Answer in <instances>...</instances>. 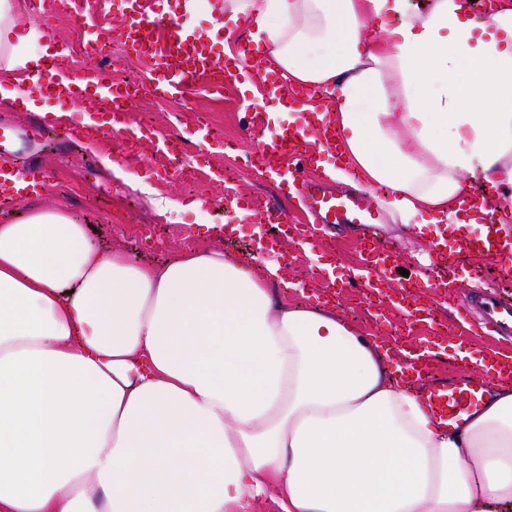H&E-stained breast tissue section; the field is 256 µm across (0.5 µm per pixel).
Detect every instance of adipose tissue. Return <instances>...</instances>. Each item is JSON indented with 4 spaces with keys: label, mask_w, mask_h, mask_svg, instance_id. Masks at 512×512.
<instances>
[{
    "label": "adipose tissue",
    "mask_w": 512,
    "mask_h": 512,
    "mask_svg": "<svg viewBox=\"0 0 512 512\" xmlns=\"http://www.w3.org/2000/svg\"><path fill=\"white\" fill-rule=\"evenodd\" d=\"M471 7L224 0L267 72L333 97L326 175L417 235L476 223L475 174L512 222V0ZM19 20L0 0V105L39 112ZM34 197L0 223V512H512V388L443 431L381 339L289 302L282 265H143Z\"/></svg>",
    "instance_id": "1"
}]
</instances>
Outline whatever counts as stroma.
<instances>
[{
  "label": "stroma",
  "instance_id": "1",
  "mask_svg": "<svg viewBox=\"0 0 512 512\" xmlns=\"http://www.w3.org/2000/svg\"><path fill=\"white\" fill-rule=\"evenodd\" d=\"M208 2L210 11L197 13L191 20L192 27L199 34L215 38L216 54L241 52L251 30L250 22L243 18L231 20L223 11L224 0ZM221 99V104H213L211 93L201 87L185 102L172 100L163 105L147 97L128 108L127 122L133 129L149 125L166 132L192 125L201 115L222 131L221 148L202 157L187 154V161L202 171L194 182L172 184L152 179L147 163L141 161L131 142L118 148L106 141L57 148L42 142L40 133L30 124L29 113L4 107L0 108V125L11 128L12 133L0 142V154H40L43 167L51 174L43 203L65 201L79 222L91 228L90 239L97 248H120L139 263L159 265L189 247H214L249 263L257 240L266 234V224L244 225L242 234L222 239L200 234L198 226L224 223V212L218 203L225 191L246 201L276 198L275 186L248 168L249 144L239 132L247 127L273 131L271 113L277 100L262 94L258 84L245 86L236 82L224 88ZM106 156L121 164V172L103 164ZM126 170L142 175V182L126 181L122 176ZM160 197L177 201L178 209L158 214L153 201ZM197 200L204 203L199 214L190 209ZM379 233L401 256L402 270L392 274L391 287H398L406 278L428 286L436 263L429 240L392 223L380 225ZM359 236L356 228L340 226L312 239L306 247L281 239L272 258L284 266L290 283L289 301L311 303L315 295L322 293L328 275L350 278L360 259ZM360 294V289L349 285L340 295L339 310L356 327L385 339L396 351L405 345L427 348L431 332L426 323L407 324L405 312L393 306L388 307L384 318H375L364 311Z\"/></svg>",
  "mask_w": 512,
  "mask_h": 512
}]
</instances>
